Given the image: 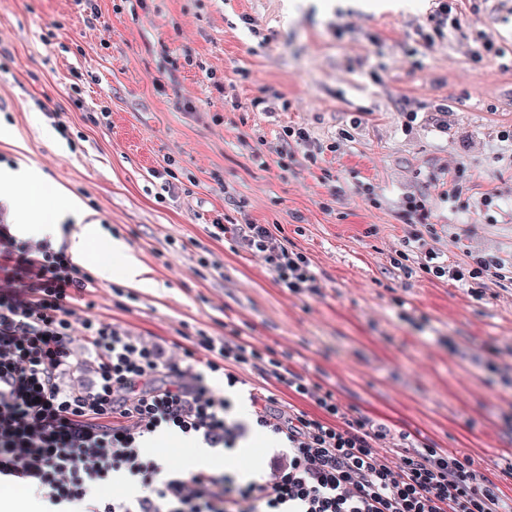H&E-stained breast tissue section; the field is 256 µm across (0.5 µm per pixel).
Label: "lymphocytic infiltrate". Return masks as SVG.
I'll list each match as a JSON object with an SVG mask.
<instances>
[{
    "mask_svg": "<svg viewBox=\"0 0 512 512\" xmlns=\"http://www.w3.org/2000/svg\"><path fill=\"white\" fill-rule=\"evenodd\" d=\"M236 236L263 254L279 285L316 291L309 258L288 250L274 225L241 224ZM96 288L64 250L20 240L0 221L1 483L27 484L60 512H512V497L466 473L457 456L381 448L384 425L349 415L332 391L248 342L198 332L179 366L160 343L76 314ZM262 359L297 406L284 412L273 392L255 393L253 423L228 420V400L196 365L232 388L242 366ZM254 427L283 445L267 454L268 478L245 485L209 469L166 470L145 446L167 430L233 448ZM117 477L139 493L92 496Z\"/></svg>",
    "mask_w": 512,
    "mask_h": 512,
    "instance_id": "lymphocytic-infiltrate-1",
    "label": "lymphocytic infiltrate"
}]
</instances>
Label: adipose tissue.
I'll list each match as a JSON object with an SVG mask.
<instances>
[{
	"mask_svg": "<svg viewBox=\"0 0 512 512\" xmlns=\"http://www.w3.org/2000/svg\"><path fill=\"white\" fill-rule=\"evenodd\" d=\"M0 183L18 186L24 191L23 207L26 213L24 233L57 238L61 228L55 212L46 205L49 185L44 173L18 161L16 169L0 172ZM69 253L76 263L94 260L97 271L106 278L118 279L132 288L150 286L147 268L123 242L107 239L99 224L81 225L68 239Z\"/></svg>",
	"mask_w": 512,
	"mask_h": 512,
	"instance_id": "ef3b65f1",
	"label": "adipose tissue"
}]
</instances>
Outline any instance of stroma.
Returning a JSON list of instances; mask_svg holds the SVG:
<instances>
[{
	"label": "stroma",
	"instance_id": "obj_1",
	"mask_svg": "<svg viewBox=\"0 0 512 512\" xmlns=\"http://www.w3.org/2000/svg\"><path fill=\"white\" fill-rule=\"evenodd\" d=\"M369 2L0 0V168H40L49 207L77 197L149 269L130 299L99 279L102 321L176 363L198 331L240 337L387 424L383 447L412 434L512 497V0H461L455 25L438 0ZM411 198L433 230L408 250ZM217 218L278 225L317 292L212 239ZM430 250L505 266L455 282ZM278 445L211 459L244 484Z\"/></svg>",
	"mask_w": 512,
	"mask_h": 512
}]
</instances>
